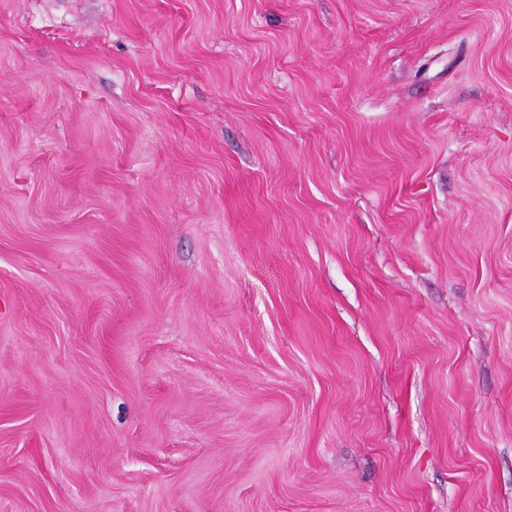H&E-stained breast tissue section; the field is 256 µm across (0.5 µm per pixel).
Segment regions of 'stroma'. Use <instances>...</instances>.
I'll return each instance as SVG.
<instances>
[{
  "mask_svg": "<svg viewBox=\"0 0 512 512\" xmlns=\"http://www.w3.org/2000/svg\"><path fill=\"white\" fill-rule=\"evenodd\" d=\"M0 512H512V0H0Z\"/></svg>",
  "mask_w": 512,
  "mask_h": 512,
  "instance_id": "1",
  "label": "stroma"
}]
</instances>
